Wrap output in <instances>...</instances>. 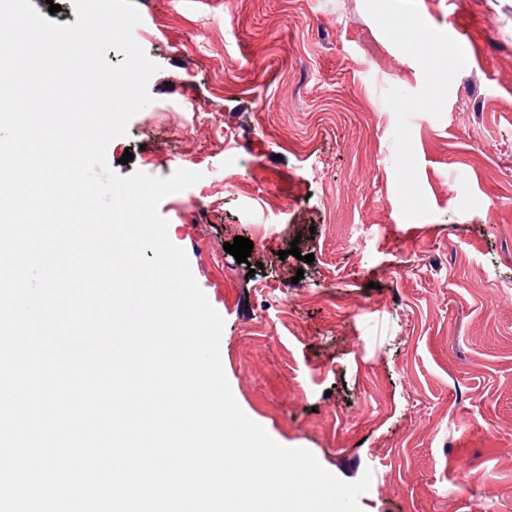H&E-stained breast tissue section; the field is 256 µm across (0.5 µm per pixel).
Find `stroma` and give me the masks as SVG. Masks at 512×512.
<instances>
[{
    "mask_svg": "<svg viewBox=\"0 0 512 512\" xmlns=\"http://www.w3.org/2000/svg\"><path fill=\"white\" fill-rule=\"evenodd\" d=\"M134 3L159 69L107 163L201 173L158 212L240 408L371 472L360 512H512V0Z\"/></svg>",
    "mask_w": 512,
    "mask_h": 512,
    "instance_id": "1",
    "label": "stroma"
}]
</instances>
